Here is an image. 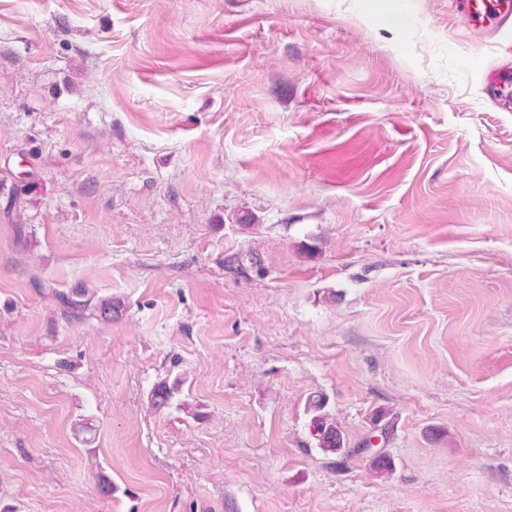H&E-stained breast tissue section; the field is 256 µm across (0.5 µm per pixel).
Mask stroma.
<instances>
[{
    "label": "stroma",
    "mask_w": 512,
    "mask_h": 512,
    "mask_svg": "<svg viewBox=\"0 0 512 512\" xmlns=\"http://www.w3.org/2000/svg\"><path fill=\"white\" fill-rule=\"evenodd\" d=\"M505 71L450 0H0V512H512ZM67 317L80 318L86 316L88 310L98 321L112 322L122 312V305L112 297H97L88 288H72L68 293L53 291ZM178 390L179 383L177 381L172 383L162 381L155 384L150 396L152 408L157 411L168 408ZM326 399L321 395L310 396L307 401V409L312 412L310 426L313 429V436L325 454L339 455L347 459L352 453L367 451L364 448H353L347 450L344 435L331 415L325 411Z\"/></svg>",
    "instance_id": "35a3bbf8"
}]
</instances>
